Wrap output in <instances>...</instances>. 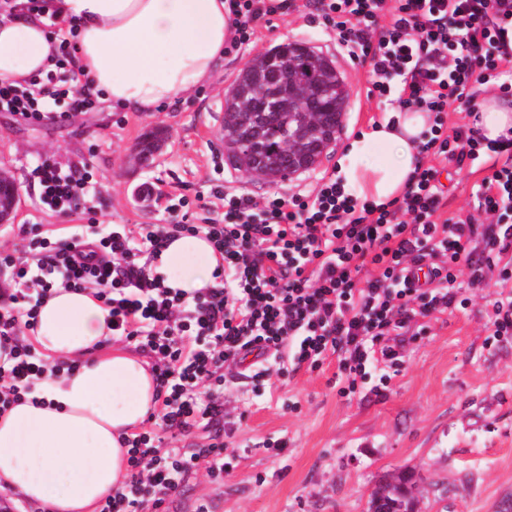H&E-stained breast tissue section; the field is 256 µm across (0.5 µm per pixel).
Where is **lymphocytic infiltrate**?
<instances>
[{
  "mask_svg": "<svg viewBox=\"0 0 512 512\" xmlns=\"http://www.w3.org/2000/svg\"><path fill=\"white\" fill-rule=\"evenodd\" d=\"M307 8L336 31L339 45L363 69L369 96L397 111L431 113L416 168L401 198L375 207L345 193L339 178L322 176L307 194L273 192L256 199L244 189L215 190L223 211L204 215L170 205L172 220L133 234L124 224L91 232L74 226L63 239L33 240L32 255L5 256L12 287L0 288V412L50 372L20 328L34 329L42 298L52 290L94 289L108 311L112 338L151 354L157 382L153 419L165 431H186L219 420L224 404L198 408L204 385L221 388L224 366L246 365L252 379L270 377L282 359L318 367L331 354L356 391L368 364L399 360L393 336L416 318L457 301L454 285L485 288L488 252L512 251V136L490 140L475 127L482 94H508L501 82L512 65V0H307ZM283 0H229L236 45L271 25ZM80 112L92 103L88 86L63 87L53 72L26 88L0 83V111L27 124L64 118L58 103ZM466 113L450 129L449 108ZM488 163L472 213L443 217L439 172L429 158ZM40 205L57 214L82 210L96 192L85 171L38 160L31 170ZM204 236L218 257L216 283L194 293L166 287L140 252L157 255L177 236ZM151 432L128 439L129 473L98 512H145L160 505L198 469L222 478V446L159 450Z\"/></svg>",
  "mask_w": 512,
  "mask_h": 512,
  "instance_id": "lymphocytic-infiltrate-1",
  "label": "lymphocytic infiltrate"
}]
</instances>
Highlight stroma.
<instances>
[{"label": "stroma", "instance_id": "35a3bbf8", "mask_svg": "<svg viewBox=\"0 0 512 512\" xmlns=\"http://www.w3.org/2000/svg\"><path fill=\"white\" fill-rule=\"evenodd\" d=\"M251 43L185 100L158 112H134L97 100L87 112L52 125H29L0 112V167L20 190L12 223L0 224V254L29 255L33 231L57 239L77 217L41 209L29 178L44 156L85 166L101 192L87 199L89 217L108 224H163L171 198L189 210L210 201L215 186L268 192L312 191L331 172L345 143L379 120L366 97V76L336 45V34L306 8L275 15ZM286 41H303L335 66L350 90L341 127L320 163L269 181L245 176L226 159L220 139L224 96L256 55ZM168 139L162 154L138 161L146 133ZM485 171L442 166L448 211L467 213ZM488 288L468 306L412 324L404 355L373 364L356 393L341 392L337 356L316 369L284 367L255 387L237 369L224 370V418L190 433L158 431V448H194L219 438L232 467L215 482L205 470L183 481L159 507L145 512H368L385 477L413 472L420 512H495L512 495V335L494 338L496 300L512 297V259L491 257ZM388 384H381V377ZM286 440L283 452L269 445Z\"/></svg>", "mask_w": 512, "mask_h": 512}]
</instances>
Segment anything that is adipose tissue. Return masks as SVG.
<instances>
[{
  "label": "adipose tissue",
  "mask_w": 512,
  "mask_h": 512,
  "mask_svg": "<svg viewBox=\"0 0 512 512\" xmlns=\"http://www.w3.org/2000/svg\"><path fill=\"white\" fill-rule=\"evenodd\" d=\"M58 21L77 25L76 83L113 104L155 112L191 94L224 63L235 36L224 0H53ZM43 15L25 0L0 5V80L24 81L53 68ZM428 113L398 112L347 145L338 163L346 193L379 206L399 197L420 156ZM210 243L171 241L153 271L186 291L214 281ZM108 312L93 290H53L39 308L34 343L75 368L35 380L0 414V491L52 512H94L128 469L126 440L155 408L156 382L137 355L115 347Z\"/></svg>",
  "instance_id": "obj_1"
}]
</instances>
